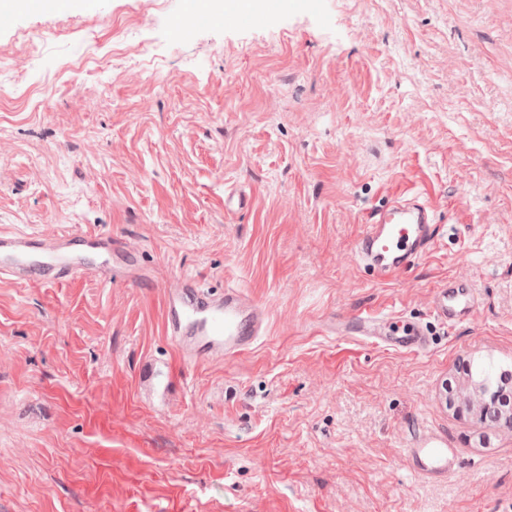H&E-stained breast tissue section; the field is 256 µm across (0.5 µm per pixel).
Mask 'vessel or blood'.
Returning <instances> with one entry per match:
<instances>
[{"label":"vessel or blood","mask_w":512,"mask_h":512,"mask_svg":"<svg viewBox=\"0 0 512 512\" xmlns=\"http://www.w3.org/2000/svg\"><path fill=\"white\" fill-rule=\"evenodd\" d=\"M436 216L423 192L406 190L372 211L355 246V259L380 278L408 268L433 242ZM108 239L72 233L47 238L36 233L0 234V275L21 282L59 283L91 269L90 253L111 252ZM462 294L456 283L438 288L433 314L444 324L459 316ZM165 324L183 357L191 362L221 361L240 355L266 329L267 309L248 291L228 287L212 292L191 276H182L165 291ZM348 331L411 352L427 349V333L415 325H399L393 315L365 311ZM415 473L425 479L448 476L455 455L446 441L421 439L409 451Z\"/></svg>","instance_id":"b4317fda"}]
</instances>
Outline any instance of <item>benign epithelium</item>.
I'll use <instances>...</instances> for the list:
<instances>
[{
  "label": "benign epithelium",
  "mask_w": 512,
  "mask_h": 512,
  "mask_svg": "<svg viewBox=\"0 0 512 512\" xmlns=\"http://www.w3.org/2000/svg\"><path fill=\"white\" fill-rule=\"evenodd\" d=\"M448 408L459 415H468L479 422L486 413L496 411L500 419L496 426L512 429V393L495 389L473 375L470 365H464L462 384L456 390H449L445 397Z\"/></svg>",
  "instance_id": "1"
}]
</instances>
